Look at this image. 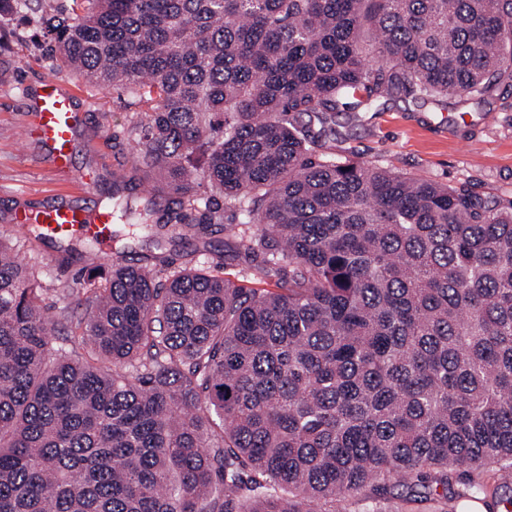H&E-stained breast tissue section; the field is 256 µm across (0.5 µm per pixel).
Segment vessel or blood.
I'll use <instances>...</instances> for the list:
<instances>
[{"mask_svg":"<svg viewBox=\"0 0 512 512\" xmlns=\"http://www.w3.org/2000/svg\"><path fill=\"white\" fill-rule=\"evenodd\" d=\"M32 124L46 147L45 161L58 173H68L70 148L78 124L72 96L64 92L58 80H43L35 101ZM18 224H36L52 238L78 235L108 247L112 240V219L104 213L85 211L60 204L37 212L24 211Z\"/></svg>","mask_w":512,"mask_h":512,"instance_id":"1","label":"vessel or blood"}]
</instances>
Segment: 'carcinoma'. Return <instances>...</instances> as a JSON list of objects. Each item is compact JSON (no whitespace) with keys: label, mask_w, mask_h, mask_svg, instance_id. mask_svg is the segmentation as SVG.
Instances as JSON below:
<instances>
[{"label":"carcinoma","mask_w":512,"mask_h":512,"mask_svg":"<svg viewBox=\"0 0 512 512\" xmlns=\"http://www.w3.org/2000/svg\"><path fill=\"white\" fill-rule=\"evenodd\" d=\"M38 23L145 116L103 208L170 240L227 209L251 266L60 239L74 357L16 253L46 237L0 231V512H335L363 489L396 512L394 485L468 498L452 472L487 465L512 492V200L323 151L339 112L512 80V0H71Z\"/></svg>","instance_id":"obj_1"}]
</instances>
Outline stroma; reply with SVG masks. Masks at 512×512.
Listing matches in <instances>:
<instances>
[{"label":"stroma","mask_w":512,"mask_h":512,"mask_svg":"<svg viewBox=\"0 0 512 512\" xmlns=\"http://www.w3.org/2000/svg\"><path fill=\"white\" fill-rule=\"evenodd\" d=\"M33 17L0 16V229L11 228L18 212L29 207L66 202L81 208L98 207L112 188V171L130 167L133 127L141 115L119 89L101 90L70 71H57ZM61 73L81 114L71 158V173L61 176L42 162L45 146L29 134L34 110L32 95L40 80ZM340 133L331 142L337 156L382 166L395 173L442 184H473L480 193L512 199V98L469 102L442 112L416 103L396 101L383 112L364 115L349 123L338 116ZM89 173L92 189L74 184V177ZM206 251L226 277L237 276L241 258L224 253V227L216 224L210 235L190 243L144 242L137 250L145 265L156 251L166 253L172 266L187 259L189 248ZM18 257L37 264L51 320L61 312L77 313L69 290L78 264L60 266L53 244H36Z\"/></svg>","instance_id":"obj_1"}]
</instances>
